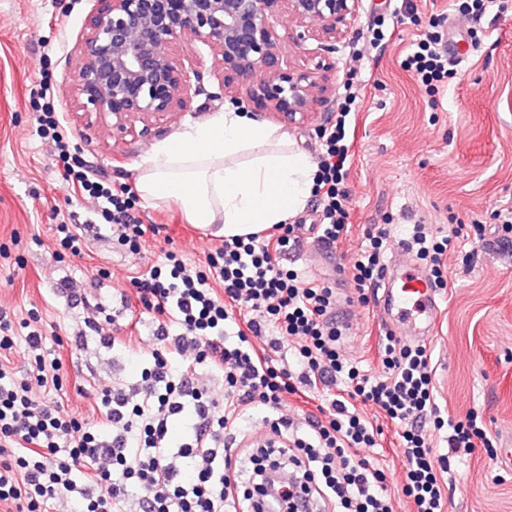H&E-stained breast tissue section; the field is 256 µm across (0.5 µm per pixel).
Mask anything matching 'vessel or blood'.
I'll return each mask as SVG.
<instances>
[{
  "label": "vessel or blood",
  "instance_id": "vessel-or-blood-1",
  "mask_svg": "<svg viewBox=\"0 0 512 512\" xmlns=\"http://www.w3.org/2000/svg\"><path fill=\"white\" fill-rule=\"evenodd\" d=\"M385 296L388 310L394 313L391 323L396 331L413 340H430L441 311L437 290L424 272L406 259L394 264L385 282Z\"/></svg>",
  "mask_w": 512,
  "mask_h": 512
}]
</instances>
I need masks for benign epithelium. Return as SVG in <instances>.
I'll list each match as a JSON object with an SVG mask.
<instances>
[{"mask_svg":"<svg viewBox=\"0 0 512 512\" xmlns=\"http://www.w3.org/2000/svg\"><path fill=\"white\" fill-rule=\"evenodd\" d=\"M360 0H95L75 72L82 105L112 117V125L142 132L186 107L182 94L202 90L203 73L187 69L175 48L190 39L207 46L221 76L224 97L289 124L311 119V103L329 92L315 70L283 68L279 17L300 28L297 39L334 42L338 25Z\"/></svg>","mask_w":512,"mask_h":512,"instance_id":"1","label":"benign epithelium"}]
</instances>
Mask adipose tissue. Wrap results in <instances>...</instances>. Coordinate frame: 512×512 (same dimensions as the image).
I'll use <instances>...</instances> for the list:
<instances>
[{
  "instance_id": "adipose-tissue-1",
  "label": "adipose tissue",
  "mask_w": 512,
  "mask_h": 512,
  "mask_svg": "<svg viewBox=\"0 0 512 512\" xmlns=\"http://www.w3.org/2000/svg\"><path fill=\"white\" fill-rule=\"evenodd\" d=\"M139 169L144 200L176 203L190 223L227 238L286 223L316 177L286 132L234 108L156 143Z\"/></svg>"
}]
</instances>
